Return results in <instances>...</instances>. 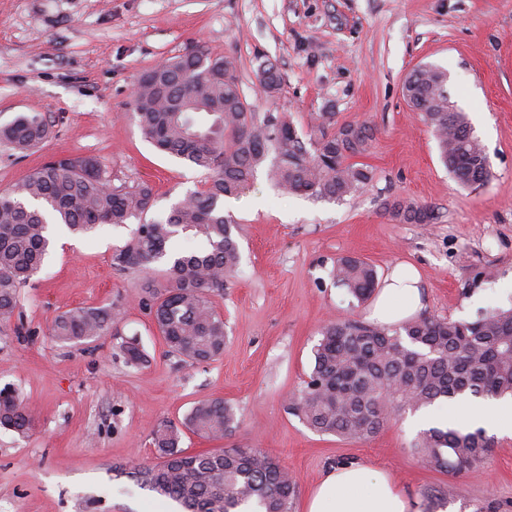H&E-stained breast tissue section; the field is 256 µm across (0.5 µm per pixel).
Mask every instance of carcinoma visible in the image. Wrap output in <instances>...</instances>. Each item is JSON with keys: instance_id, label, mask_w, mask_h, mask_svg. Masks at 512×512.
<instances>
[{"instance_id": "obj_1", "label": "carcinoma", "mask_w": 512, "mask_h": 512, "mask_svg": "<svg viewBox=\"0 0 512 512\" xmlns=\"http://www.w3.org/2000/svg\"><path fill=\"white\" fill-rule=\"evenodd\" d=\"M236 72L233 58L199 46L144 72L131 101L132 119L147 142L209 174L204 189L186 194L167 217L139 224L112 255L113 267L122 272L161 266L142 284L145 306L168 353L190 364L224 354L226 324L212 296L224 291V281L241 262L224 199L238 195L267 161L268 176L279 189L320 199H342L374 178L371 168L355 161L369 151L372 127H338L336 113L323 112L301 135L286 115L255 111ZM259 85L265 96H274L282 85L277 68L264 66ZM403 92L431 129L448 172L463 186L486 185L492 176L489 157L466 114L450 101L447 72L433 65L414 72ZM50 134L39 112L21 113L0 126V140L18 154ZM153 205L148 184L114 186L90 157L49 160L1 191L0 318L13 315L21 288L48 254L47 217L78 234L99 224H126ZM389 212L407 224L436 219L433 210L413 201L398 200ZM182 233L204 238L205 249L175 250L172 241ZM331 277L359 302L378 286L376 269L352 257L336 259ZM114 318L110 306L68 309L55 317L51 334L65 344L95 341ZM320 334L308 381L288 406L318 433L367 439L400 410L418 411L461 396H512V308L493 309L472 321L424 316L399 328L329 321ZM120 351L130 366L145 360L135 338L124 341ZM33 421L15 394L0 390V426L25 434ZM235 424L234 408L224 400H198L181 425L166 422L153 430L158 461L134 467L135 481L185 512H238L244 504L254 505V512H294L297 481L263 449L189 453L180 446L185 429L216 439ZM415 447L427 467L459 475L477 468L491 451V439L481 428H430Z\"/></svg>"}]
</instances>
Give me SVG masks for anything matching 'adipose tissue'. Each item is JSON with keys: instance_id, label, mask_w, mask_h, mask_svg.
<instances>
[{"instance_id": "adipose-tissue-1", "label": "adipose tissue", "mask_w": 512, "mask_h": 512, "mask_svg": "<svg viewBox=\"0 0 512 512\" xmlns=\"http://www.w3.org/2000/svg\"><path fill=\"white\" fill-rule=\"evenodd\" d=\"M424 308L418 271L395 265L385 276L368 317L377 324L397 326L415 319ZM411 502L393 479L363 464L343 465L316 486L306 512H411Z\"/></svg>"}]
</instances>
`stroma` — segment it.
<instances>
[{
  "label": "stroma",
  "instance_id": "obj_1",
  "mask_svg": "<svg viewBox=\"0 0 512 512\" xmlns=\"http://www.w3.org/2000/svg\"><path fill=\"white\" fill-rule=\"evenodd\" d=\"M199 45L233 57L247 102L287 113L299 131L323 112L374 127L361 158L374 179L344 199H315L282 193L262 168L225 199L241 264L213 298L228 332L224 354L203 363L167 353L142 273L112 266L137 222L83 235L50 225L48 257L11 320L0 321V389L35 417L25 435L0 427V512H180L129 470L154 462L158 424L180 422L207 397L233 405L237 425L215 440L184 432L182 448L264 449L297 478L295 512L328 470L352 463L390 474L413 512H424L429 490L456 512L491 499L512 512L511 436L493 435L477 472L452 476L422 464L409 412L373 437L343 440L288 411L322 325L366 317V304L329 275L338 257L361 258L382 276L415 265L427 316L471 321L512 307V0H0V126L26 112L53 126L24 157L0 142V191L51 157H92L112 185L150 184L148 216L166 217L206 175L142 138L130 93L145 71ZM265 64L282 75L271 99L257 80ZM421 65L447 71L448 95L490 159L484 187L453 178L404 99L403 82ZM397 199L429 206L435 220L393 219L385 205ZM80 306L112 307L108 334L54 341L53 319ZM132 337L148 355L137 367L119 349Z\"/></svg>",
  "mask_w": 512,
  "mask_h": 512
}]
</instances>
